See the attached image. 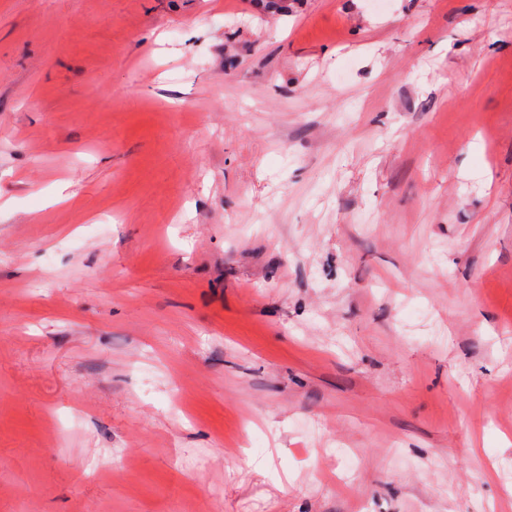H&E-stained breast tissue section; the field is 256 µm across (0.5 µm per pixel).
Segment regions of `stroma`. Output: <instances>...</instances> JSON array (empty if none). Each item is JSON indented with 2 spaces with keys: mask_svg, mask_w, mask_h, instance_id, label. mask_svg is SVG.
I'll list each match as a JSON object with an SVG mask.
<instances>
[{
  "mask_svg": "<svg viewBox=\"0 0 512 512\" xmlns=\"http://www.w3.org/2000/svg\"><path fill=\"white\" fill-rule=\"evenodd\" d=\"M0 0V512H512V0Z\"/></svg>",
  "mask_w": 512,
  "mask_h": 512,
  "instance_id": "1",
  "label": "stroma"
}]
</instances>
